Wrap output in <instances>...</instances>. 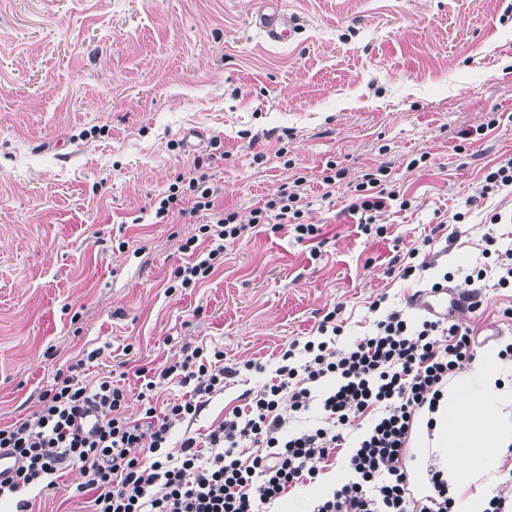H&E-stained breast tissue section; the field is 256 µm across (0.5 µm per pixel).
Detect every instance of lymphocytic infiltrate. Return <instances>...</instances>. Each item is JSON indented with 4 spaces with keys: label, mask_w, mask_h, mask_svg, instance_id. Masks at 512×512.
Masks as SVG:
<instances>
[{
    "label": "lymphocytic infiltrate",
    "mask_w": 512,
    "mask_h": 512,
    "mask_svg": "<svg viewBox=\"0 0 512 512\" xmlns=\"http://www.w3.org/2000/svg\"><path fill=\"white\" fill-rule=\"evenodd\" d=\"M350 206L362 232H370L377 213L393 206L399 194L381 186L368 173L358 183ZM220 190L208 171L172 184L155 210L157 219L171 215H206L200 237L186 241L192 261L173 273L188 288L208 278L224 254V245L238 240L249 224H288L297 240L314 238V225L299 223L298 189L250 212L219 204ZM341 328L333 315L318 326L319 337L292 341L284 350L271 382L244 406L235 408L205 440L185 436L178 453L168 450L177 425L195 420L214 394L224 389L233 369L224 352L185 346L181 357L135 371L143 384L139 399L147 406L141 418L126 415L128 393L103 377L93 383L74 376H56L35 411L0 427V448L19 465L0 481V502L20 489H57L55 475L77 468L78 492L92 497V512H259L293 487L313 481L342 448L343 432L366 412L380 410L372 428L348 457L349 479L322 497L313 512H456L447 484L431 475L433 491L413 498L405 461L415 415L434 408L441 388L460 365L474 355L468 329L440 320L411 324L401 311L388 312L370 336L348 348L332 346ZM335 385L322 395L313 386L325 378ZM177 381L184 393L163 406L150 399L159 382ZM320 406L324 426L283 435L288 417ZM264 444V452L247 453V444Z\"/></svg>",
    "instance_id": "f902f5d3"
}]
</instances>
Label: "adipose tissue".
<instances>
[{
    "label": "adipose tissue",
    "instance_id": "obj_1",
    "mask_svg": "<svg viewBox=\"0 0 512 512\" xmlns=\"http://www.w3.org/2000/svg\"><path fill=\"white\" fill-rule=\"evenodd\" d=\"M499 347L486 348L449 381L433 414L418 421L414 452L441 472L460 512H485L503 452L512 446V383Z\"/></svg>",
    "mask_w": 512,
    "mask_h": 512
}]
</instances>
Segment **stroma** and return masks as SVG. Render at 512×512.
<instances>
[{
    "mask_svg": "<svg viewBox=\"0 0 512 512\" xmlns=\"http://www.w3.org/2000/svg\"><path fill=\"white\" fill-rule=\"evenodd\" d=\"M279 2L299 25L290 43L251 26V0H0V426L81 358L86 380L136 393V367L223 347L240 374L176 428L179 446L269 383L328 312L347 347L379 312L422 319L410 296L447 271L480 296L457 319L478 348L512 340V288L483 240L512 245V224L486 221L512 193L475 196L512 159V0ZM199 164L243 218L303 178L317 241L261 224L203 283L170 289L200 224L156 223L155 207ZM332 164L345 175L327 198ZM382 165L408 205L367 235L348 206ZM407 256L421 274L403 277ZM80 481L69 469L56 493L19 496L88 512Z\"/></svg>",
    "mask_w": 512,
    "mask_h": 512,
    "instance_id": "35a3bbf8",
    "label": "stroma"
}]
</instances>
